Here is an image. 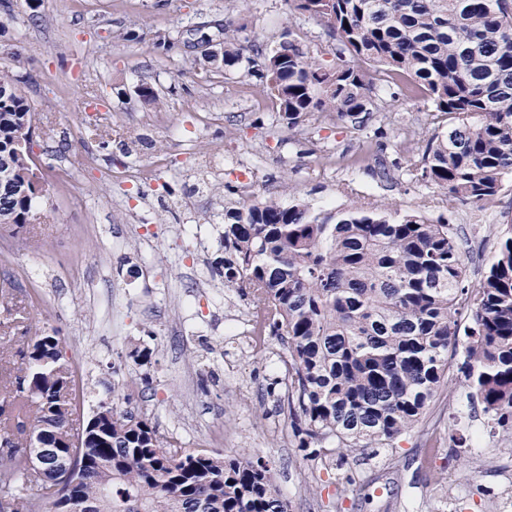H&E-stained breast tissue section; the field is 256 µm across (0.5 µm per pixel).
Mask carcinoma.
<instances>
[{"instance_id":"cac0c4a2","label":"carcinoma","mask_w":512,"mask_h":512,"mask_svg":"<svg viewBox=\"0 0 512 512\" xmlns=\"http://www.w3.org/2000/svg\"><path fill=\"white\" fill-rule=\"evenodd\" d=\"M335 41L332 64L288 30L243 57L224 24V67L247 62L288 129L334 113L361 131L384 111L379 87L429 104L423 144L403 141L398 170L484 206L512 178V0H292ZM0 230L27 224L38 195L16 143L35 107L0 73ZM224 287L259 315L285 356L298 447L314 460L387 448L418 425L455 370L494 424L512 422V224L470 283L458 228L444 214L355 201L323 214L269 197L224 203ZM465 355L455 362L460 336ZM74 375L55 330L15 362L0 352V512H288L268 464L184 448L132 408L100 420L102 439L70 448ZM73 453L32 459L25 427Z\"/></svg>"}]
</instances>
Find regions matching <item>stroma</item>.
I'll return each instance as SVG.
<instances>
[{
	"label": "stroma",
	"instance_id": "35a3bbf8",
	"mask_svg": "<svg viewBox=\"0 0 512 512\" xmlns=\"http://www.w3.org/2000/svg\"><path fill=\"white\" fill-rule=\"evenodd\" d=\"M245 16L241 45L274 46L296 30L330 57L325 30L288 0H0V70L21 76L36 108L39 223L0 238L15 263L39 266L41 288L0 287L19 307L8 348L58 329L83 376L84 416L101 400L136 411L188 448L268 463L289 512H512V442L461 375L442 383L412 432L341 464L306 459L290 430L277 337L252 350L251 311L213 266L224 255V186L330 211L352 199L403 212L441 211L437 187L393 171L406 135L431 133L423 100L386 97V120L359 134L335 118L289 130L244 66L208 67L200 51L157 53L161 39L213 34ZM159 100L144 101L142 87ZM479 281L504 224L512 181L483 209L451 215ZM204 237L190 247L186 233ZM354 476L346 484L345 476Z\"/></svg>",
	"mask_w": 512,
	"mask_h": 512
}]
</instances>
